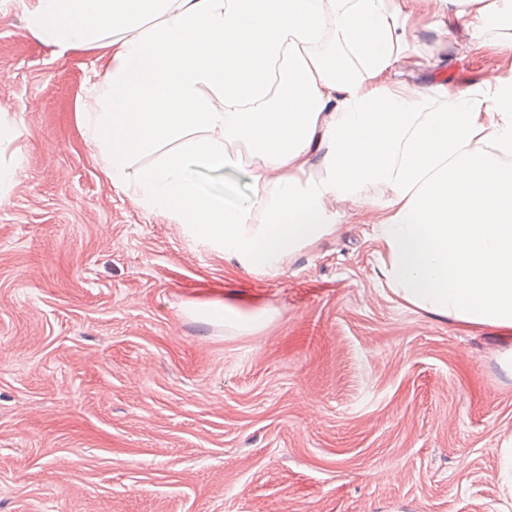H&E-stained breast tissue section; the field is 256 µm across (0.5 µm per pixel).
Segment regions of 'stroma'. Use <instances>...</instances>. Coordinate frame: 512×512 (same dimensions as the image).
I'll use <instances>...</instances> for the list:
<instances>
[{
	"instance_id": "35a3bbf8",
	"label": "stroma",
	"mask_w": 512,
	"mask_h": 512,
	"mask_svg": "<svg viewBox=\"0 0 512 512\" xmlns=\"http://www.w3.org/2000/svg\"><path fill=\"white\" fill-rule=\"evenodd\" d=\"M33 5L0 0V512H512V337L399 301L350 203L276 277L143 209L80 122L111 49L56 54ZM454 12L417 0L402 86L499 74L506 31L467 51ZM199 313L207 320L224 322L225 325L241 332H253L261 328L267 319V311H261L253 315H244L226 303L204 305L199 309Z\"/></svg>"
}]
</instances>
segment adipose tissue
<instances>
[{"label": "adipose tissue", "mask_w": 512, "mask_h": 512, "mask_svg": "<svg viewBox=\"0 0 512 512\" xmlns=\"http://www.w3.org/2000/svg\"><path fill=\"white\" fill-rule=\"evenodd\" d=\"M481 50L482 26L512 29L502 0H453ZM40 40L64 53L100 41L112 68L81 120L113 185L152 156L133 195L144 209L245 271L276 276L330 234L329 203L393 195L375 231L404 303L512 330V41L498 42L491 96L394 81L408 41L393 0H35ZM261 160L240 202L203 173ZM322 178H314L313 169Z\"/></svg>", "instance_id": "1"}]
</instances>
